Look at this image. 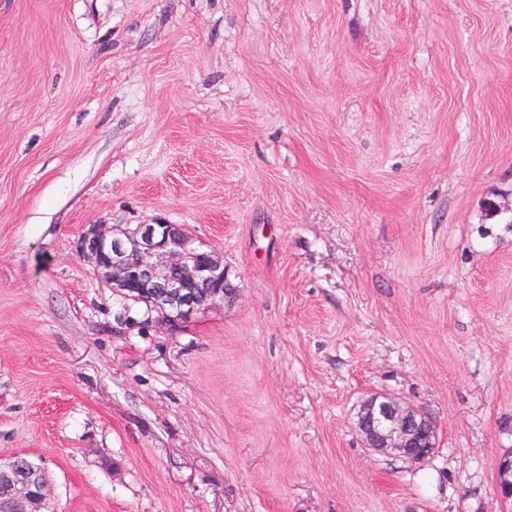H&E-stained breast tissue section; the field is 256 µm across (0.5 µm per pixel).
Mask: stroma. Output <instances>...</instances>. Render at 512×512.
<instances>
[{
	"mask_svg": "<svg viewBox=\"0 0 512 512\" xmlns=\"http://www.w3.org/2000/svg\"><path fill=\"white\" fill-rule=\"evenodd\" d=\"M179 224L148 322L78 251ZM380 393L429 414L365 448ZM512 0H0V461L45 512H507ZM80 251L126 300L144 303L171 330L235 294L224 256L179 224H135L114 231L86 227ZM366 448L411 462L429 458L436 448L433 420L409 404L385 395L366 400L357 417ZM499 497L512 505V451L502 455L498 462V479L496 485ZM44 472L21 455L0 464V512H41L48 496Z\"/></svg>",
	"mask_w": 512,
	"mask_h": 512,
	"instance_id": "stroma-1",
	"label": "stroma"
}]
</instances>
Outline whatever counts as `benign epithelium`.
I'll return each mask as SVG.
<instances>
[{
	"instance_id": "obj_1",
	"label": "benign epithelium",
	"mask_w": 512,
	"mask_h": 512,
	"mask_svg": "<svg viewBox=\"0 0 512 512\" xmlns=\"http://www.w3.org/2000/svg\"><path fill=\"white\" fill-rule=\"evenodd\" d=\"M80 251L115 292L145 304L172 330L235 294L224 256L179 224H136L117 232L93 224L81 233ZM357 429L377 454L420 462L436 448L433 420L385 395L366 400ZM496 489L512 505V451L498 462ZM48 491L44 472L27 458L17 455L0 464V512H41Z\"/></svg>"
}]
</instances>
